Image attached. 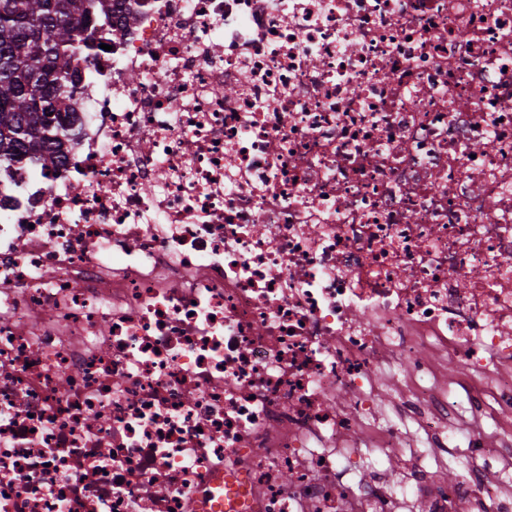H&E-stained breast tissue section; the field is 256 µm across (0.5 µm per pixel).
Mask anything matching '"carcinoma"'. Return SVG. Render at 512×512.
Listing matches in <instances>:
<instances>
[{
	"instance_id": "obj_1",
	"label": "carcinoma",
	"mask_w": 512,
	"mask_h": 512,
	"mask_svg": "<svg viewBox=\"0 0 512 512\" xmlns=\"http://www.w3.org/2000/svg\"><path fill=\"white\" fill-rule=\"evenodd\" d=\"M114 0H0V164L53 166L81 131L52 113L80 100L69 69L76 51L92 56L111 34Z\"/></svg>"
}]
</instances>
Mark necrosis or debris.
I'll list each match as a JSON object with an SVG mask.
<instances>
[{
	"label": "necrosis or debris",
	"instance_id": "1",
	"mask_svg": "<svg viewBox=\"0 0 512 512\" xmlns=\"http://www.w3.org/2000/svg\"><path fill=\"white\" fill-rule=\"evenodd\" d=\"M115 3L0 166V512H512V0ZM451 356L497 470L355 480L454 440Z\"/></svg>",
	"mask_w": 512,
	"mask_h": 512
}]
</instances>
